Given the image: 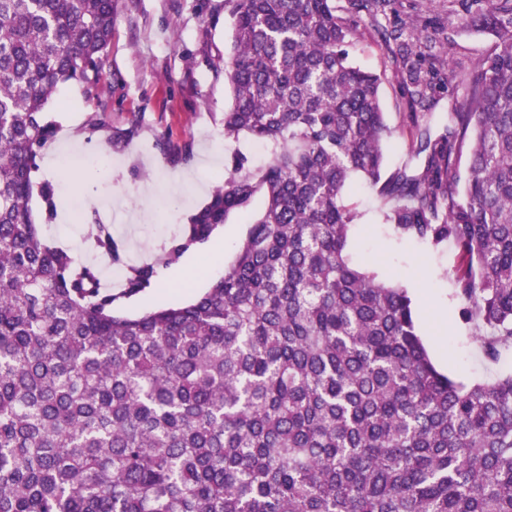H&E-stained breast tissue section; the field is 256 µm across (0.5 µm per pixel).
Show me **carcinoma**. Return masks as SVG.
Instances as JSON below:
<instances>
[{"label":"carcinoma","instance_id":"carcinoma-1","mask_svg":"<svg viewBox=\"0 0 512 512\" xmlns=\"http://www.w3.org/2000/svg\"><path fill=\"white\" fill-rule=\"evenodd\" d=\"M224 0L233 54L224 138L271 147L230 174L154 261L112 225L95 252L48 244L30 201L44 110L59 85L96 87L117 0H0V512H512V373L465 385L438 371L406 288L354 266L344 200L362 176L401 237L453 244L448 272L484 355L512 344V0ZM413 101L457 97L440 132L414 125L421 171L384 172L381 77L352 38L380 20ZM499 34L478 71L436 35ZM469 151L463 196L457 161ZM45 222L53 184L38 183ZM234 260L196 301L136 317L118 302L207 243L255 198Z\"/></svg>","mask_w":512,"mask_h":512}]
</instances>
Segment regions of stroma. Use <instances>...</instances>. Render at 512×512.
Instances as JSON below:
<instances>
[{
    "mask_svg": "<svg viewBox=\"0 0 512 512\" xmlns=\"http://www.w3.org/2000/svg\"><path fill=\"white\" fill-rule=\"evenodd\" d=\"M454 61L475 70L496 45L487 28L452 33ZM232 25L224 0H118L112 43L103 60L97 88L76 83L59 87L45 117L56 125L55 140L44 156H58L70 139L78 154L99 155L106 162L81 171L79 186L58 173L42 170L61 197L78 196L85 210L61 209L55 223H45L40 196L31 208L49 244L93 260L84 241L92 217L112 221L115 213L130 215L120 233L129 261L153 259L159 247L176 235L190 215L224 178V165L234 149L252 154L262 164L256 143L224 138V113L232 103L224 80V61L231 53ZM355 62L379 75L381 103L392 131L386 147V168L419 170L412 152L414 107L395 66L377 36L355 41ZM358 219L349 231L352 263L379 279L408 289L416 310L417 331L430 353H443L436 366L466 384L490 381L512 372V345L497 360L484 357L473 325L463 322L452 296L448 272L459 258L453 247L396 238L377 210L375 192L354 179L346 196ZM161 287L147 295L122 300L117 312L135 317L163 305H185L224 274L209 254L165 269Z\"/></svg>",
    "mask_w": 512,
    "mask_h": 512,
    "instance_id": "stroma-1",
    "label": "stroma"
}]
</instances>
